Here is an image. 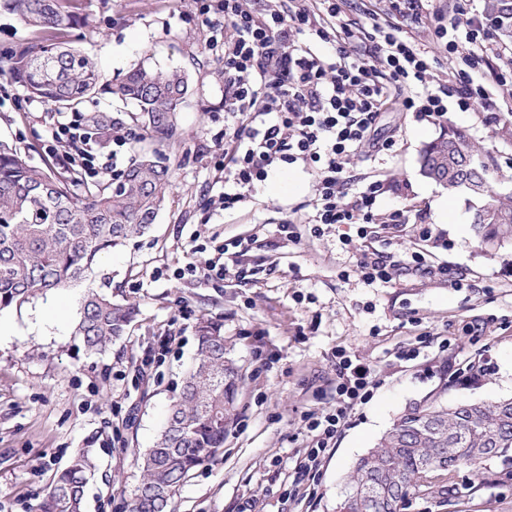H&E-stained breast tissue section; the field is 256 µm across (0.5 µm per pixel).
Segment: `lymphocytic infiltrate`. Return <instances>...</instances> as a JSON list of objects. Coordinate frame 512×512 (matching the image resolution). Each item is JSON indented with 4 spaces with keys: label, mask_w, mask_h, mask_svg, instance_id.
<instances>
[{
    "label": "lymphocytic infiltrate",
    "mask_w": 512,
    "mask_h": 512,
    "mask_svg": "<svg viewBox=\"0 0 512 512\" xmlns=\"http://www.w3.org/2000/svg\"><path fill=\"white\" fill-rule=\"evenodd\" d=\"M352 0L306 7L299 0H203L202 14L224 19V185L221 210L243 205L271 171L300 163L310 167L317 194L310 218L315 234L335 224L357 225L367 238L383 188L372 182L348 190L345 163L358 148L391 150L393 139L376 133L391 102L417 118L443 122L450 108L487 111L490 86L506 85V73L490 68L493 29L473 0H454L438 14L428 43L406 29L421 16L423 0H393L390 16L367 12L365 22L347 18ZM448 61V82L433 84L431 49ZM54 139L76 144L71 168L90 170V136L79 113L59 116ZM375 388L369 366L342 356L336 404L310 415L309 445L296 466L317 478L322 461L356 406Z\"/></svg>",
    "instance_id": "obj_1"
}]
</instances>
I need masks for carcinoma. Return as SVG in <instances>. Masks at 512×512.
I'll use <instances>...</instances> for the list:
<instances>
[{
  "instance_id": "cac0c4a2",
  "label": "carcinoma",
  "mask_w": 512,
  "mask_h": 512,
  "mask_svg": "<svg viewBox=\"0 0 512 512\" xmlns=\"http://www.w3.org/2000/svg\"><path fill=\"white\" fill-rule=\"evenodd\" d=\"M71 0H0V10L17 16L35 37L0 54V79L20 83L45 102L77 106L107 93L139 107L147 136L165 143L177 134V111L190 87L184 71L137 66L107 79L92 58L55 41V31L84 18ZM485 14L500 35L512 41V0H485ZM97 135L112 130V116H88ZM448 169L450 193L471 191L464 181H485L492 209L474 212L476 235L484 247L512 242V196L488 184L487 164L478 148L458 130L448 129V155L436 141L420 156V172ZM174 186L170 167L141 152L120 175L115 188L100 187L79 196L65 177L30 166L18 149L0 141V311L20 308L38 296L69 288L93 272L100 254L149 230ZM134 309L112 303L94 290L81 307L75 334L91 353L106 349L131 321ZM199 359L172 401L155 446L138 456L143 479L132 512H174L172 500L189 472L224 448L233 416L238 370L224 361L221 328L198 327ZM91 468L76 453L43 491L37 512H83L84 487ZM467 468L490 481L512 469V397L462 401L448 407L437 400L401 415L361 456L336 508L351 500L352 512H401L417 497L449 500L457 473Z\"/></svg>"
}]
</instances>
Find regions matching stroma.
Instances as JSON below:
<instances>
[{
    "label": "stroma",
    "mask_w": 512,
    "mask_h": 512,
    "mask_svg": "<svg viewBox=\"0 0 512 512\" xmlns=\"http://www.w3.org/2000/svg\"><path fill=\"white\" fill-rule=\"evenodd\" d=\"M72 3L86 25L61 27L60 42L93 57L112 78L139 64L181 69L190 93L176 139L140 144L158 151L175 174L151 229L102 253L84 283L0 312V512H34L53 474L81 449L94 465L85 512H130L141 483L133 452L153 447L204 320L219 324L224 358L239 367L242 384L221 454L189 474L175 512H241L252 497L262 512H334L358 459L410 407L433 396L451 405L512 396V243L482 247L464 197L421 176L418 164L421 149L452 123L481 147L494 190L512 191V100L499 101L495 115L457 111L439 124L391 108L384 124L396 134L393 150L361 147L348 174L357 190L383 181L381 211L406 209L408 224L363 240L353 224L316 237L306 222L315 179L300 165L273 170L245 205L214 208L224 52L193 0ZM59 112L0 80V140L31 165L68 177L67 149L50 135ZM286 217L299 242L280 235ZM348 235L354 248L341 243ZM222 243L225 262L251 268L250 281L177 278L194 247ZM373 249L403 265L420 255L427 271L402 268L390 282L367 284L356 265ZM453 278L459 287L450 286ZM91 288L136 309L123 336L100 354L87 353L73 334ZM422 336L448 340L452 349L396 359ZM341 354L369 364L377 387L352 411L312 486L296 468L308 444L302 427L331 405ZM456 481L452 504L414 500L405 512H512V479L493 483L463 470Z\"/></svg>",
    "instance_id": "1"
}]
</instances>
